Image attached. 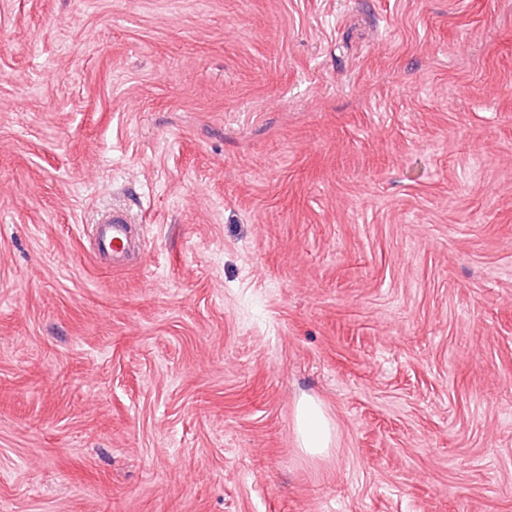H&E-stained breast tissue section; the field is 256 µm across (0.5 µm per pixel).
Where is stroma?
Instances as JSON below:
<instances>
[{
    "instance_id": "obj_1",
    "label": "stroma",
    "mask_w": 512,
    "mask_h": 512,
    "mask_svg": "<svg viewBox=\"0 0 512 512\" xmlns=\"http://www.w3.org/2000/svg\"><path fill=\"white\" fill-rule=\"evenodd\" d=\"M38 504L512 512V0H0V512ZM90 234L95 256L112 259L114 267L120 266L123 258L139 246L132 221L120 212L106 216L100 224H93ZM296 424L300 447L308 455H321L331 447L332 426L321 406L314 400L299 403Z\"/></svg>"
}]
</instances>
